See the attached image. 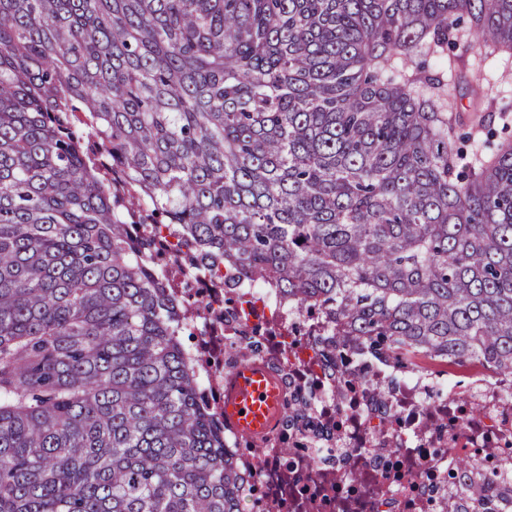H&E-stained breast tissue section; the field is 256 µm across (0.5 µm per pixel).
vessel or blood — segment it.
<instances>
[{"label":"vessel or blood","mask_w":512,"mask_h":512,"mask_svg":"<svg viewBox=\"0 0 512 512\" xmlns=\"http://www.w3.org/2000/svg\"><path fill=\"white\" fill-rule=\"evenodd\" d=\"M280 389L259 365L241 366L225 383L224 417L244 435L259 437L276 423Z\"/></svg>","instance_id":"b4317fda"}]
</instances>
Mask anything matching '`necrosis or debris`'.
<instances>
[{"instance_id": "1", "label": "necrosis or debris", "mask_w": 512, "mask_h": 512, "mask_svg": "<svg viewBox=\"0 0 512 512\" xmlns=\"http://www.w3.org/2000/svg\"><path fill=\"white\" fill-rule=\"evenodd\" d=\"M189 281L205 300L186 348L199 395L224 414V381L245 363L261 365L283 396L306 393L310 414L300 430L277 420L260 438L224 427L244 512H446L467 503L464 485L448 480L462 458L495 459L504 476L491 488L512 497V377L424 365L397 372L382 357L334 356L321 349L319 319H305L277 290L239 279L222 287L211 277ZM259 323L275 336L252 335Z\"/></svg>"}]
</instances>
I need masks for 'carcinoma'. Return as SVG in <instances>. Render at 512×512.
I'll return each instance as SVG.
<instances>
[{"label":"carcinoma","instance_id":"1","mask_svg":"<svg viewBox=\"0 0 512 512\" xmlns=\"http://www.w3.org/2000/svg\"><path fill=\"white\" fill-rule=\"evenodd\" d=\"M464 37L512 0H0V512H240L163 227L329 353L512 374V140L413 65Z\"/></svg>","mask_w":512,"mask_h":512}]
</instances>
